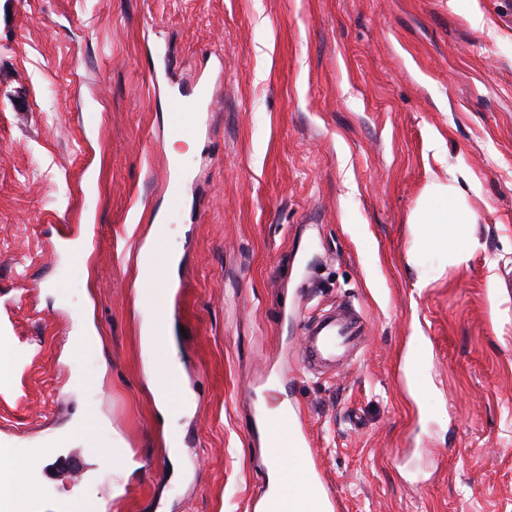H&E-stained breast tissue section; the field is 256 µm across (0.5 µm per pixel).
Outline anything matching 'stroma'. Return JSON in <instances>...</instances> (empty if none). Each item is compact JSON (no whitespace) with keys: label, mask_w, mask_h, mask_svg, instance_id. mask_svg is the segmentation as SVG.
<instances>
[{"label":"stroma","mask_w":512,"mask_h":512,"mask_svg":"<svg viewBox=\"0 0 512 512\" xmlns=\"http://www.w3.org/2000/svg\"><path fill=\"white\" fill-rule=\"evenodd\" d=\"M202 83L174 200L169 103ZM449 167L479 246L411 259ZM158 221L179 262L150 360L139 284L162 271L138 255ZM82 238L86 260L62 246ZM508 275L512 0H0V332L22 357L0 449L41 502L253 512V417L280 385L340 512H512ZM348 300L357 356L305 375L307 318ZM88 314L102 343L79 348ZM172 362L163 411L149 380Z\"/></svg>","instance_id":"35a3bbf8"}]
</instances>
